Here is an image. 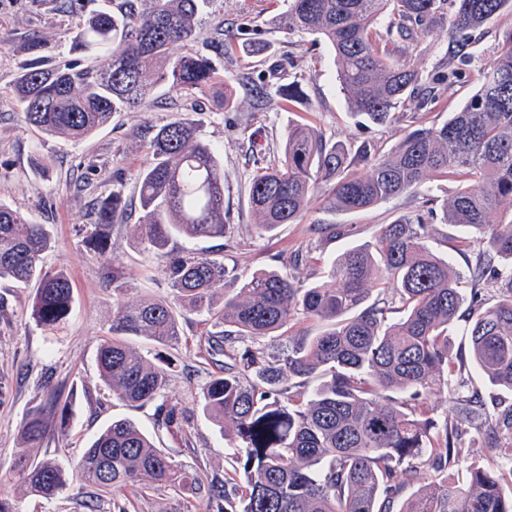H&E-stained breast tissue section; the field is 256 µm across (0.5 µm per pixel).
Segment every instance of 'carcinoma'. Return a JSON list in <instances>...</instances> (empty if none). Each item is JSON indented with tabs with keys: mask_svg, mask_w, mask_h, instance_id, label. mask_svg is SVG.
<instances>
[{
	"mask_svg": "<svg viewBox=\"0 0 512 512\" xmlns=\"http://www.w3.org/2000/svg\"><path fill=\"white\" fill-rule=\"evenodd\" d=\"M204 0H123L117 11L87 17L72 51L79 57L53 63L30 46L31 58L14 92L23 120L42 134L84 140L123 111H146L155 85L175 94L222 90L231 107L233 88L212 61L182 53L191 42ZM512 0H289L273 18L280 32L326 41L352 113L383 124L400 122L396 111L418 89L419 72L397 56L398 43L425 35L450 17L455 48L505 10ZM395 22L379 30L386 11ZM109 63L95 68L92 60ZM442 177L463 182L442 204V223L460 227L479 249L465 288L448 259L428 246L432 210H417L380 227L327 265L326 279L308 288L276 270L242 277L214 257L176 251L177 237L228 238L224 169L196 123L179 117L159 128L139 177V236L161 258L173 302H125L123 267L111 261L109 230L128 219L121 193L98 203L87 248L112 262V320L97 352L100 379L131 405L161 396L177 367L171 356L152 363L131 349L128 336L175 348L181 317H206L207 353L218 371L203 388V411L224 424L235 449L224 482L207 488L205 512H512V405L489 417L482 434L490 449L481 461L458 442L455 427L428 416L423 396L448 388L483 406L481 392L459 377L448 349V328L466 323L471 363L491 384L512 392V29L480 72L473 96L448 120L408 125L387 153L362 146L357 157L320 127L288 126L280 160L258 171L249 188L253 233L262 236L295 224L315 198L324 208L361 212L413 193ZM328 240L353 235L344 224H319ZM50 236L42 224L0 202V280L36 286L29 317L57 327L72 312L73 290L43 253ZM236 284L224 301L215 287ZM502 289L489 303L480 284ZM380 299L369 301L372 293ZM303 319L321 325L314 336L289 341L278 355L264 339ZM299 379L293 392L284 383ZM67 427L68 405L55 394L23 423L37 444L47 420ZM465 467L466 482L448 481V468ZM96 488L85 508L98 512L112 494V512H126L118 498L149 480L157 486L201 490L198 477L155 447L134 422H112L67 473L51 459L19 455L11 481L22 493L52 500L70 488V476ZM418 484L403 497L408 483Z\"/></svg>",
	"mask_w": 512,
	"mask_h": 512,
	"instance_id": "1",
	"label": "carcinoma"
}]
</instances>
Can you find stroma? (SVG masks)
Returning <instances> with one entry per match:
<instances>
[{
    "label": "stroma",
    "mask_w": 512,
    "mask_h": 512,
    "mask_svg": "<svg viewBox=\"0 0 512 512\" xmlns=\"http://www.w3.org/2000/svg\"><path fill=\"white\" fill-rule=\"evenodd\" d=\"M120 0H83L80 14L64 12L60 0H0V201L45 225L50 247L48 266L63 268L73 286V310L54 329L35 325L28 318L34 286L0 280V497L14 512H87L84 502L93 488L77 485L46 501L15 490L10 482L13 462L21 453L55 460L71 469L101 430L113 421L135 422L157 448L184 464L201 483L223 478L230 450L219 426L202 411L203 387L215 367L205 351L206 327L200 316L182 324V340L173 349L177 367L163 397L142 406L120 400L99 377L97 349L107 334L112 308V283L98 255L86 250L83 240L93 229V201L121 191L131 209H138L136 186L147 160L149 139L155 129L187 115L195 120L200 136L211 144L224 165V207L238 227L231 239H175V248L224 260L246 276L260 269L281 268L295 251L308 260L293 269L297 287L318 280L323 265L350 242L369 240L397 216L444 200L460 187L458 181L428 183L410 196H401L357 213L332 212L312 204L299 223L281 225L258 237L249 233L253 222L249 180L258 167L272 163L285 140L290 122L309 119L321 125L337 142L359 148L390 150L402 136L398 123L375 125L350 113L329 46L310 34L284 38L271 19L288 7L287 0H208L200 15L194 50L212 58L230 78L237 105L226 110L216 94L186 98L160 84L151 92L146 112H119L89 139L74 141L34 131L22 119L13 86L27 57L31 41H39L44 55L55 61L69 57L83 17L115 10ZM249 23L233 51L215 40L213 29L226 30ZM512 29V12L505 11L476 32L461 54H453L448 23L435 26L431 35L403 43L404 57L418 69L423 85L435 86L438 100L418 105L408 99L400 111L423 125L445 121L463 106L479 85V69L495 51L502 32ZM460 78L445 82L448 70ZM298 86L300 96L282 106L279 87ZM43 159L46 172H37L34 159ZM352 224L353 240L325 241L317 224ZM428 244L448 258L459 273L475 263L477 250L452 225L433 223ZM109 250L127 272L125 299L142 296L172 298L160 273L161 261L141 242L134 224H119L110 231ZM55 390L68 404L70 420L65 432L49 428L37 447H28L21 425L44 397V387ZM177 405L181 416L166 426L167 406ZM123 500L128 512H205V496L180 487L137 485L127 488Z\"/></svg>",
    "instance_id": "35a3bbf8"
}]
</instances>
